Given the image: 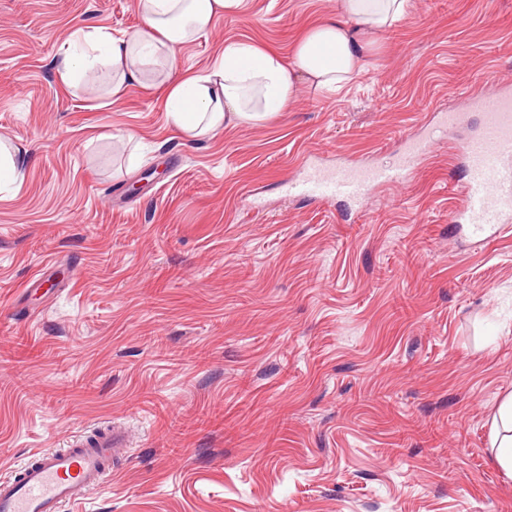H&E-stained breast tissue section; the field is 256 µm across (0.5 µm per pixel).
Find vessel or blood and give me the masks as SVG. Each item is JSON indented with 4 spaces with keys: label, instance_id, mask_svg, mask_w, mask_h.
I'll use <instances>...</instances> for the list:
<instances>
[{
    "label": "vessel or blood",
    "instance_id": "obj_1",
    "mask_svg": "<svg viewBox=\"0 0 512 512\" xmlns=\"http://www.w3.org/2000/svg\"><path fill=\"white\" fill-rule=\"evenodd\" d=\"M482 112L479 130L457 143L455 156L465 164L464 205L452 223H466L483 241L512 231V91L498 87L473 97ZM431 153V142L410 136L397 168L336 166L321 169L301 161L295 183L304 195L361 203L376 186L409 179L419 161ZM126 444L120 430L95 440H76L69 447L31 455L9 477L0 479V512H61L63 505L85 500L112 475L110 462Z\"/></svg>",
    "mask_w": 512,
    "mask_h": 512
}]
</instances>
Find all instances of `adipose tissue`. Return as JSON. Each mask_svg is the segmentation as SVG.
Returning <instances> with one entry per match:
<instances>
[{"label":"adipose tissue","mask_w":512,"mask_h":512,"mask_svg":"<svg viewBox=\"0 0 512 512\" xmlns=\"http://www.w3.org/2000/svg\"><path fill=\"white\" fill-rule=\"evenodd\" d=\"M145 26L115 38L77 27L58 63L70 88L92 85L102 69L112 92L146 75L171 73L176 50L206 32L213 17L239 0H139ZM408 0H337L336 13L308 29L290 59L244 40L228 41L208 71L168 81L165 110L184 137L199 139L225 125L257 123L286 110L299 83L333 93L367 69L382 35L407 12Z\"/></svg>","instance_id":"ef3b65f1"}]
</instances>
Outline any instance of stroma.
Wrapping results in <instances>:
<instances>
[{
	"label": "stroma",
	"mask_w": 512,
	"mask_h": 512,
	"mask_svg": "<svg viewBox=\"0 0 512 512\" xmlns=\"http://www.w3.org/2000/svg\"><path fill=\"white\" fill-rule=\"evenodd\" d=\"M336 0H242L175 76L248 39L290 58ZM143 28L138 0H0V476L112 425L128 451L62 512H512L494 459L512 394V232L448 222L463 96L512 85V0H410L335 94L197 140L154 79L66 89L73 28ZM441 112L462 122L442 128ZM428 161L358 212L289 191L299 158ZM23 159L0 144V193L13 191L21 178Z\"/></svg>",
	"instance_id": "1"
}]
</instances>
